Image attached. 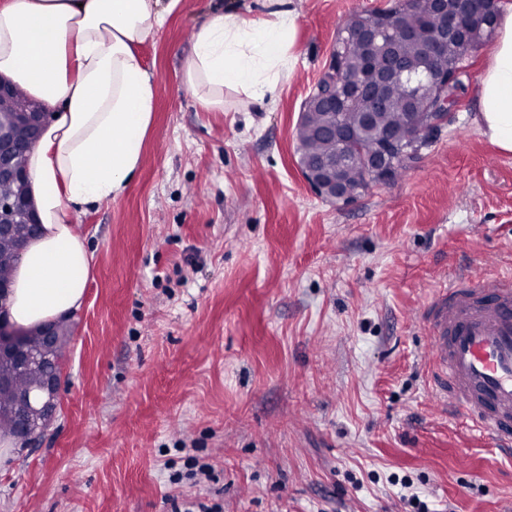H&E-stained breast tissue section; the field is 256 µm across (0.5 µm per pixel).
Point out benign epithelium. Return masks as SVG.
<instances>
[{"label":"benign epithelium","instance_id":"benign-epithelium-1","mask_svg":"<svg viewBox=\"0 0 512 512\" xmlns=\"http://www.w3.org/2000/svg\"><path fill=\"white\" fill-rule=\"evenodd\" d=\"M493 0H409V5L422 21L432 17L440 25L432 37L421 44L424 64L414 67L396 47L402 36L413 40L414 29L399 21V11L386 15L367 14L355 23L363 46V60L356 77L336 80V62H331L320 81L323 90L305 101L303 111L319 110L323 123L312 135L340 141L343 149L321 156L304 166L302 175L320 197L336 204L348 205L355 200L345 172L351 163H359L371 175L384 182L391 170L388 151L400 132L376 128V118L388 98L389 90L399 84L407 92L409 105L419 96L435 105L430 124L439 127L448 122V88L458 81L455 71L437 63L448 53V39H474L490 16L488 5ZM359 100L361 128L340 124V111L353 100ZM47 124V112L36 100L17 97V87L0 77V184L16 187V192L0 197V240L30 241L40 232L41 224L30 194L28 154L39 141ZM372 128L377 133V149L369 155L350 150L358 142L361 130ZM42 345L31 348L15 331L0 322V358L19 370L39 368L43 376L35 387L36 395L27 391L17 396V419L13 430L16 438L36 444L53 424L62 386L58 372V355L63 347L66 329L62 324L46 323L39 327Z\"/></svg>","mask_w":512,"mask_h":512}]
</instances>
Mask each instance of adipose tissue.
Wrapping results in <instances>:
<instances>
[{"label":"adipose tissue","mask_w":512,"mask_h":512,"mask_svg":"<svg viewBox=\"0 0 512 512\" xmlns=\"http://www.w3.org/2000/svg\"><path fill=\"white\" fill-rule=\"evenodd\" d=\"M162 0H0V76L49 112L31 150V194L42 233L26 245L6 312L32 329L80 308L91 256L75 211L115 200L144 161L156 86L139 47L163 25ZM254 14L209 12L197 26L183 77L206 110L224 92L265 110L296 62L294 0H260ZM481 83L479 118L492 144L512 152V11Z\"/></svg>","instance_id":"ef3b65f1"}]
</instances>
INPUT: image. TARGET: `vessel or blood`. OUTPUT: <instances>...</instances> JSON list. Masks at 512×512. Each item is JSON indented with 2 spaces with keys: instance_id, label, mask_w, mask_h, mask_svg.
Instances as JSON below:
<instances>
[{
  "instance_id": "vessel-or-blood-1",
  "label": "vessel or blood",
  "mask_w": 512,
  "mask_h": 512,
  "mask_svg": "<svg viewBox=\"0 0 512 512\" xmlns=\"http://www.w3.org/2000/svg\"><path fill=\"white\" fill-rule=\"evenodd\" d=\"M431 384L473 430L512 447V273H468L437 288L419 312Z\"/></svg>"
}]
</instances>
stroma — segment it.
Wrapping results in <instances>:
<instances>
[{"mask_svg": "<svg viewBox=\"0 0 512 512\" xmlns=\"http://www.w3.org/2000/svg\"><path fill=\"white\" fill-rule=\"evenodd\" d=\"M396 0H295L298 63L263 112L183 81L218 7L179 0L140 48L157 84L141 168L73 217L93 256L40 444L0 447V512H512V454L431 394L412 315L443 280L512 271V153L478 120L495 39L396 183L348 205L305 182L299 113L336 33ZM216 478L170 485L191 459Z\"/></svg>", "mask_w": 512, "mask_h": 512, "instance_id": "1", "label": "stroma"}]
</instances>
